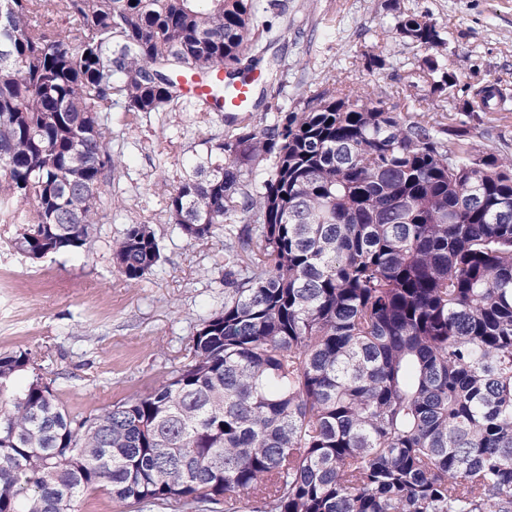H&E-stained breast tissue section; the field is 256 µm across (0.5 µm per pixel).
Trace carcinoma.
I'll use <instances>...</instances> for the list:
<instances>
[{
  "mask_svg": "<svg viewBox=\"0 0 512 512\" xmlns=\"http://www.w3.org/2000/svg\"><path fill=\"white\" fill-rule=\"evenodd\" d=\"M278 6L0 0V210L22 215L18 248L87 249L112 112L168 111L195 70L245 75ZM393 22L428 51L397 91L409 111L322 92L242 125L168 191L184 236L228 239L224 311L189 363L83 416L38 352L0 356V512H74L99 488L224 512H512V164L469 153L470 121L512 97L444 63L426 16ZM112 258L138 282L161 249L132 224Z\"/></svg>",
  "mask_w": 512,
  "mask_h": 512,
  "instance_id": "cac0c4a2",
  "label": "carcinoma"
}]
</instances>
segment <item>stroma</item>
Masks as SVG:
<instances>
[{
  "label": "stroma",
  "instance_id": "stroma-1",
  "mask_svg": "<svg viewBox=\"0 0 512 512\" xmlns=\"http://www.w3.org/2000/svg\"><path fill=\"white\" fill-rule=\"evenodd\" d=\"M264 62L275 78L255 85L263 104L245 119L263 127L272 107L298 112L307 95L347 86L361 95L393 89L400 75L369 65L368 54L421 62L423 48L391 30L395 8L426 16L448 34V62L478 78L512 85V0H280ZM234 123L221 112L180 104L169 112L112 115L111 184L86 251L34 260L15 240L18 224L0 215V354L46 353V372L68 410L89 414L152 392L187 362L203 320L224 309L223 232L190 240L171 224L165 191L206 163L211 143ZM470 141L512 159V112L472 123ZM150 225L162 259L141 281L118 271L112 247L130 225Z\"/></svg>",
  "mask_w": 512,
  "mask_h": 512
}]
</instances>
